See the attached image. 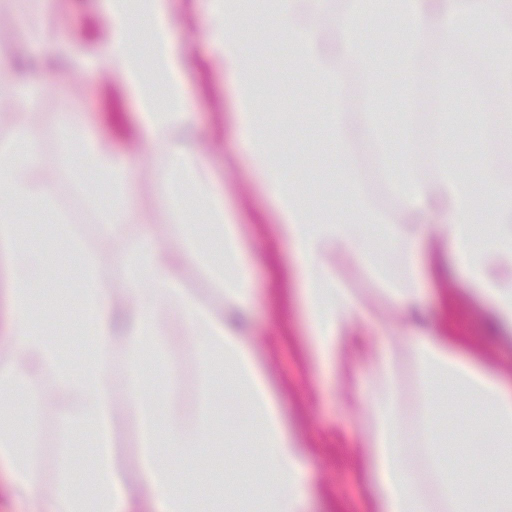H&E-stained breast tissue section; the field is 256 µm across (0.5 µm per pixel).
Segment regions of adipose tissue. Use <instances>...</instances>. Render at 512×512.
Instances as JSON below:
<instances>
[{"label": "adipose tissue", "mask_w": 512, "mask_h": 512, "mask_svg": "<svg viewBox=\"0 0 512 512\" xmlns=\"http://www.w3.org/2000/svg\"><path fill=\"white\" fill-rule=\"evenodd\" d=\"M439 2L399 0L398 10L377 16L374 25L396 33V50L407 66L422 48L441 70L463 45L484 57L498 85L497 122L487 125L478 110L470 115L475 133L462 155L478 160L475 177L461 175L457 160L448 156L457 127L448 121L447 97H440L437 112L425 121L411 111L341 110L346 63L368 74L375 70L372 55L351 32L352 20L366 17L358 7H349L345 19L332 25L323 18L325 0H216L209 28L218 47L216 62L235 81L236 141L274 207L273 232L294 253V266L278 270L273 280L282 318L290 320L294 301H301L313 355L323 369L344 375L351 367L349 350L363 354L367 390L352 387L340 396L347 409L365 412L364 436L355 452L365 463L376 512H512V369L466 335L454 301L445 302L438 330L421 334L418 322L422 286L435 288L447 280L444 262L450 257L466 274V295L485 307L488 330H512V223L502 221L512 216V180L502 177L491 152L492 146L512 143V24L502 20L504 0H477L452 13ZM103 23L106 35L86 75L113 72L137 103L141 142L166 144L159 191L177 225L178 241L170 245L145 236L131 243L115 261L123 283L118 290L99 286L95 260L86 257L80 289L84 352L66 357L36 315L44 295L46 253L29 242L13 209L25 203L51 212V182L28 128L15 125L0 139V253L9 267L16 349L0 363V395L8 399L0 406V462L8 463L17 495L37 493L35 447L44 397L35 380L46 371L57 395L69 402L61 407L64 446L45 512H131V492L112 464V411L120 399L137 412L140 477L154 493L159 512H198L203 498L210 500L212 512H305L307 453L244 328L255 302L250 244L239 213L213 179L205 149L189 147L181 138L191 126L187 62L170 36L167 0H103ZM246 24L275 32L295 82L312 83L328 105L324 143L343 189L342 207L300 191L272 152L267 115L258 107L269 60L262 46L243 34ZM432 30L438 37L425 44L423 36ZM485 30L490 33L486 39L481 36ZM68 134L82 143L76 186L84 187L91 177L111 182L112 193L89 196L88 204L103 234L123 236L134 212L135 173L87 134L78 118L69 119ZM423 141L434 147L436 174L428 182L420 177L412 150ZM360 146L371 155L373 168L360 165ZM381 178L398 203L397 221L387 219L364 195V180ZM190 187L206 210V223L184 221ZM483 196L496 198L502 215L480 226L474 215ZM427 210L452 221L421 223ZM381 250L395 251L397 264L380 261ZM352 264L364 266L398 311L386 329L392 341L385 347L368 346L364 328L375 323V314L337 275ZM188 265L208 276L220 305L202 302L183 287L180 273ZM164 309L173 311L193 337L203 384L231 379L251 411L250 445L258 456L241 460V499H226L214 485L190 483L167 463L173 457L208 466L216 457L210 451L214 420L209 397H202L196 414L186 418L145 388L147 376L156 370L155 357L165 347L159 319ZM117 351L124 366L119 381L112 376ZM407 365L420 389L412 431L402 410ZM78 434L85 436L95 458L87 473L69 463ZM413 442L424 469L406 460ZM464 458L479 461L486 478H469L460 465Z\"/></svg>", "instance_id": "obj_1"}]
</instances>
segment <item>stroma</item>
Here are the masks:
<instances>
[{
    "instance_id": "obj_1",
    "label": "stroma",
    "mask_w": 512,
    "mask_h": 512,
    "mask_svg": "<svg viewBox=\"0 0 512 512\" xmlns=\"http://www.w3.org/2000/svg\"><path fill=\"white\" fill-rule=\"evenodd\" d=\"M58 3L71 33L67 43L69 60L51 70L35 109L22 108L14 100L0 97V125L21 123L35 133L45 166L51 172L55 209L65 216L82 242L81 254L72 255L59 274L45 281L52 299L74 294L78 289L82 255L94 257L101 286L114 289L118 283L113 276V262L126 241L154 234L163 236L166 243L175 241L168 231L170 219L156 183L164 166V154L160 148L144 147L126 135L127 127L135 122V102L122 92L113 77L103 75L96 82H88L84 70L75 64L76 58L89 60L97 53L102 28L101 2L58 0ZM212 6V0H170L171 34L175 44L187 54V85L196 137L206 142L211 168L224 188L226 200L239 211L243 232L251 245L257 288L253 339L268 362L290 425L303 442L313 445L309 461L313 486L311 512H372L373 501L362 468L344 460L350 441L359 430V422L343 410L339 393L344 386L355 384L357 375L349 373L346 380L340 381L335 375L321 372L308 353L303 316H296L286 326L278 320V298L271 289L267 258L273 254L281 263L289 264L293 252L287 241L273 237L269 229L275 221L273 207L237 151L230 124V115L236 107L234 81L212 61L214 43L208 29ZM41 19L40 0H0V51L17 45L25 28ZM359 37L365 48L381 54L383 77L374 98L375 106L386 112L396 111L401 99V62L384 54L385 34L375 26L364 25ZM66 101L85 118L90 134L105 136L114 150L129 153L130 164L139 172L133 194L134 215L127 225L126 240L103 236L96 212L75 187L69 169L59 160L67 122L62 104ZM320 103V96L307 86L294 84L284 62H277L268 70L262 110L274 122L283 112L297 116L288 137L273 136V148L291 157L295 176L311 193H328L333 189L327 179L329 165L321 151L319 133L307 122L308 117L318 116ZM166 327L165 357L175 369L176 384L168 386L158 377L149 379L148 385L190 417L200 400L199 359L180 321L167 320ZM40 387L48 397L38 423L41 495L26 498L14 494L9 467L0 462V512H43L44 500L54 490L61 446L59 409L52 398L54 388L49 374H42ZM112 442L114 462L132 492L135 512H158L156 502L140 487L134 462L138 433L133 408L117 405Z\"/></svg>"
}]
</instances>
